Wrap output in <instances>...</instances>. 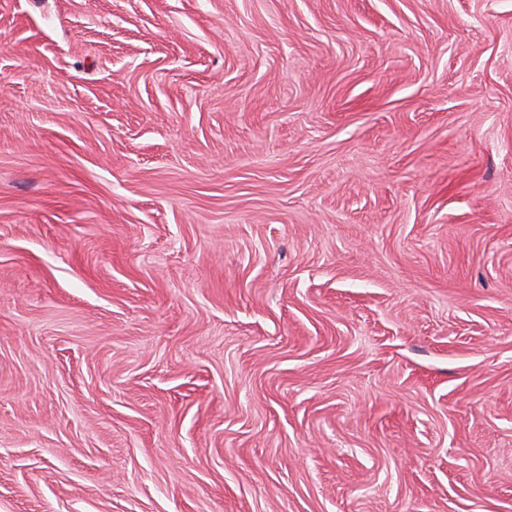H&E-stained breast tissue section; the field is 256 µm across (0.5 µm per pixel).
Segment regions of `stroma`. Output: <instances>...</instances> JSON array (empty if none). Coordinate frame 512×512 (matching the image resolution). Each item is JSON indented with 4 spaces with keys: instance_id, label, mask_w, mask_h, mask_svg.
Listing matches in <instances>:
<instances>
[{
    "instance_id": "obj_1",
    "label": "stroma",
    "mask_w": 512,
    "mask_h": 512,
    "mask_svg": "<svg viewBox=\"0 0 512 512\" xmlns=\"http://www.w3.org/2000/svg\"><path fill=\"white\" fill-rule=\"evenodd\" d=\"M0 512H512V0H0Z\"/></svg>"
}]
</instances>
